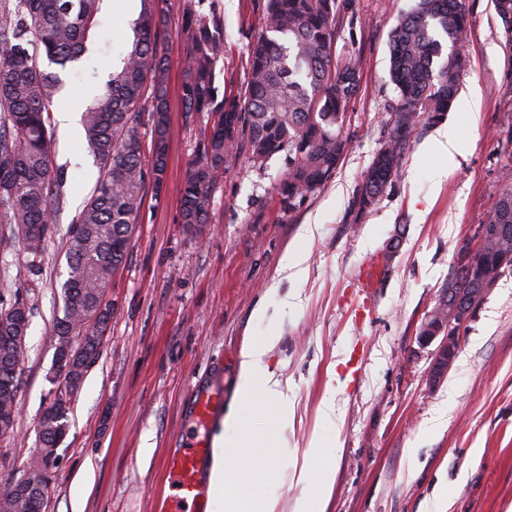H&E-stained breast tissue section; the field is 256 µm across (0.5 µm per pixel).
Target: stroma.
Segmentation results:
<instances>
[{"mask_svg":"<svg viewBox=\"0 0 512 512\" xmlns=\"http://www.w3.org/2000/svg\"><path fill=\"white\" fill-rule=\"evenodd\" d=\"M415 0H339L337 55L353 57L360 87L344 124L348 147L331 180L293 211L278 194L279 162L258 172L234 162L213 196L200 234L180 222L182 177L195 154L200 122L181 96L186 46L172 37L168 160L161 199L146 197L127 261L109 298L114 318L98 364L70 413L50 485L48 512H156L167 480L166 453L181 430L192 384L224 388V412L258 434L255 454L267 469L241 470L238 498L263 495L271 512H298L322 491L325 512H512V272L503 275L460 335L454 366L434 389L426 379L435 345L417 330L447 283L461 241L483 223L501 184L499 164L512 144L499 135L512 110L502 25L492 0H466L472 26L464 43L470 65L459 90H477L476 114L447 116L469 146L435 182L437 157L426 149L435 128L414 138L379 202L358 213L362 177L390 129L397 94L389 78V31ZM224 26L219 83L247 78L248 51L261 30L258 0H199ZM140 0H107L94 44L62 71L53 109L81 112L124 49ZM56 165L67 169L66 205L38 270L19 246L0 253V285L31 292L32 315L18 410V436L0 441V472L20 473L34 452L46 410L55 318L62 314L70 221L88 198L97 169L83 140L57 127ZM310 239H301L304 225ZM404 227L394 255L386 245ZM306 252L303 278L286 277L287 250ZM378 269L372 310L355 314L365 266ZM278 341L269 368L287 380L289 415L242 394L243 349L265 336ZM222 361V374L211 364ZM333 419H326V407Z\"/></svg>","mask_w":512,"mask_h":512,"instance_id":"obj_1","label":"stroma"}]
</instances>
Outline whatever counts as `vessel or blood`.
<instances>
[{
  "label": "vessel or blood",
  "mask_w": 512,
  "mask_h": 512,
  "mask_svg": "<svg viewBox=\"0 0 512 512\" xmlns=\"http://www.w3.org/2000/svg\"><path fill=\"white\" fill-rule=\"evenodd\" d=\"M223 412V390L191 386L185 429L167 451L168 491L160 498L159 512H207L212 448L205 432Z\"/></svg>",
  "instance_id": "obj_1"
}]
</instances>
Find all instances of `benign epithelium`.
<instances>
[{
	"label": "benign epithelium",
	"instance_id": "7a95c632",
	"mask_svg": "<svg viewBox=\"0 0 512 512\" xmlns=\"http://www.w3.org/2000/svg\"><path fill=\"white\" fill-rule=\"evenodd\" d=\"M470 312V306L462 298H452L448 300V317L445 323L439 325L435 332L427 326V322L436 317V311L427 312L422 330L417 336L418 342L422 345H428L434 341H439L437 346L432 369L428 378L430 387L438 386L448 372L452 369L456 355L459 349L458 333L466 323Z\"/></svg>",
	"mask_w": 512,
	"mask_h": 512
}]
</instances>
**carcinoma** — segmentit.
Segmentation results:
<instances>
[{"label":"carcinoma","instance_id":"carcinoma-1","mask_svg":"<svg viewBox=\"0 0 512 512\" xmlns=\"http://www.w3.org/2000/svg\"><path fill=\"white\" fill-rule=\"evenodd\" d=\"M105 0H0V223L22 241L32 260L46 250L65 201L66 178L53 165L52 107L62 89L46 59L64 69L81 59L100 24ZM338 0H263L262 34L253 43L246 84L220 91L224 27L214 14L187 5L180 34L187 45L181 84L190 119L211 126L183 173L180 221L191 232L211 223L220 174L245 156L259 171L281 160L278 193L290 211L320 191L347 146L342 130L360 86L352 59H336ZM512 66V0H494ZM465 0H417L389 33L390 78L398 94L392 127L362 178L360 209L372 208L399 173L412 134L441 122L451 109L467 58L459 49L470 32ZM133 40L119 54L103 89L82 112L88 152L98 168L94 188L74 215L66 241L63 316L53 324L54 375L61 385L39 423V448L20 477L0 478V512H46L50 475L68 428V413L97 363L114 314L108 299L138 223L146 190L160 197L167 163L168 0H141ZM451 43L442 55L443 41ZM148 118L150 140L141 132ZM501 192L487 224L493 239L483 254L457 261L448 289L470 295L512 271V159L498 169ZM28 297L0 294V439L15 434L20 371L31 315Z\"/></svg>","mask_w":512,"mask_h":512}]
</instances>
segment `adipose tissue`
<instances>
[{
	"label": "adipose tissue",
	"mask_w": 512,
	"mask_h": 512,
	"mask_svg": "<svg viewBox=\"0 0 512 512\" xmlns=\"http://www.w3.org/2000/svg\"><path fill=\"white\" fill-rule=\"evenodd\" d=\"M275 337L261 342L250 343L242 352L240 390L245 394H255L273 407H283L288 403V387L267 369L265 359L275 344Z\"/></svg>",
	"instance_id": "adipose-tissue-1"
}]
</instances>
